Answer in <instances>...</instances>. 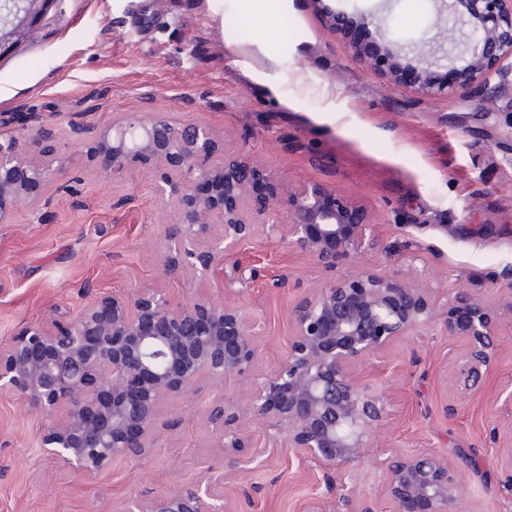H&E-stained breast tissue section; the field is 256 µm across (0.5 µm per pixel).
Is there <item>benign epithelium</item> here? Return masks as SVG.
<instances>
[{
    "mask_svg": "<svg viewBox=\"0 0 512 512\" xmlns=\"http://www.w3.org/2000/svg\"><path fill=\"white\" fill-rule=\"evenodd\" d=\"M54 0H0V56L11 51L5 34L36 26ZM471 20L468 56L456 68L460 84L482 86L512 60V0H456ZM378 38L394 57L411 52L420 78L408 85L437 99L454 86L432 79L429 51L406 49L388 30ZM105 173L131 164L156 172L154 192L172 205L178 222L165 227L167 275L224 274V260L241 243L263 235L313 255L325 268L353 264L374 245V225L344 199L319 185L288 198L283 224H255L270 198L254 190L271 181L258 165L218 157L211 132L164 117L112 123L91 148ZM52 172L16 136L0 134V223L29 207L32 187ZM435 319L427 289L399 276L351 272L303 297L294 309V329L281 362L258 378L260 325L233 305L197 300L171 305L162 288L142 285L131 294L105 295L72 317L26 327L0 348V396L19 400L50 418L42 450L75 472L92 477L118 457L141 459L158 431V408L187 404L204 378L233 379L240 396L210 407L207 418L224 426L217 447L232 456L241 448L273 454L281 448L328 466L365 458L379 432L384 397L373 393L353 367L411 336ZM448 335L463 343L460 382L478 387L495 354V316L487 302L462 290L448 306ZM382 493L394 512H453L464 476L434 452L408 454L389 448L379 460ZM237 469L236 495L213 504L225 479L206 480L182 491L134 497L123 512H233L229 503L247 498Z\"/></svg>",
    "mask_w": 512,
    "mask_h": 512,
    "instance_id": "1",
    "label": "benign epithelium"
}]
</instances>
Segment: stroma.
<instances>
[{"label": "stroma", "instance_id": "stroma-1", "mask_svg": "<svg viewBox=\"0 0 512 512\" xmlns=\"http://www.w3.org/2000/svg\"><path fill=\"white\" fill-rule=\"evenodd\" d=\"M140 0H55L42 21L0 57V133L32 143L36 113L58 128L55 177L32 206L0 224V347L23 328L78 312L98 297L150 282L171 302H226L262 326L255 369L285 354L296 303L340 277L312 255L276 239L244 242L220 279L167 276L158 254L177 212L153 192L138 165L107 176L90 150L112 120L163 115L206 126L226 157L273 177L274 209L317 184L348 199L376 226V243L356 263L381 275L422 273L435 321L353 372L386 398L381 430L364 460L338 469L247 448L250 504L244 512H392L375 464L385 449L434 451L466 476L457 512H512V239L453 236L449 224L512 227V72L493 80L497 107L481 117L454 97L430 100L394 83L383 66L352 55L333 15L383 53L378 27L396 40L447 46L443 0H268L274 26L242 14L237 0H162L155 25L136 22ZM464 289L489 299L496 354L481 387L458 382L461 344L445 327L447 296ZM234 380L205 379L194 402L164 404L154 449L142 461L115 459L93 476L42 452L38 411L0 396V512H122L128 496H153L219 478L223 449L206 410L237 397ZM353 489L349 503L340 486Z\"/></svg>", "mask_w": 512, "mask_h": 512}]
</instances>
